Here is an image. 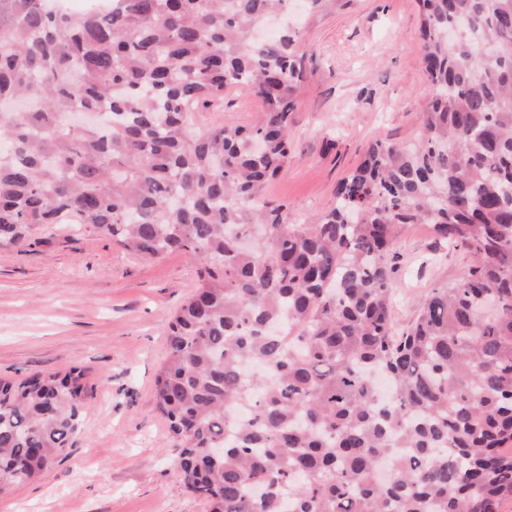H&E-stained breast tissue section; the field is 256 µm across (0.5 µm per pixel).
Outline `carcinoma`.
<instances>
[{
  "instance_id": "obj_1",
  "label": "carcinoma",
  "mask_w": 512,
  "mask_h": 512,
  "mask_svg": "<svg viewBox=\"0 0 512 512\" xmlns=\"http://www.w3.org/2000/svg\"><path fill=\"white\" fill-rule=\"evenodd\" d=\"M285 0H0V247L91 226L200 264L155 407L211 512H503L512 501V0H418L423 135L377 140L336 204L263 200L293 154L303 32ZM317 18L342 0H306ZM246 86L248 126L193 113ZM101 112L104 121L69 125ZM470 256L393 318L409 226ZM82 371L0 379V493L81 432Z\"/></svg>"
}]
</instances>
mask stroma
Here are the masks:
<instances>
[{
  "label": "stroma",
  "mask_w": 512,
  "mask_h": 512,
  "mask_svg": "<svg viewBox=\"0 0 512 512\" xmlns=\"http://www.w3.org/2000/svg\"><path fill=\"white\" fill-rule=\"evenodd\" d=\"M419 26L417 0H351L310 25L290 127L294 158L265 186L264 201L324 213L369 142L420 138L428 85ZM261 107L251 90L230 88L214 111L196 113L195 125H248ZM38 236L31 247L0 248V377L78 367L89 395L68 456L0 494V512H207L183 486L152 397L169 322L195 290L198 264L180 253L143 261L87 226ZM398 251L394 315L403 327L470 258L420 226L402 235Z\"/></svg>",
  "instance_id": "35a3bbf8"
}]
</instances>
